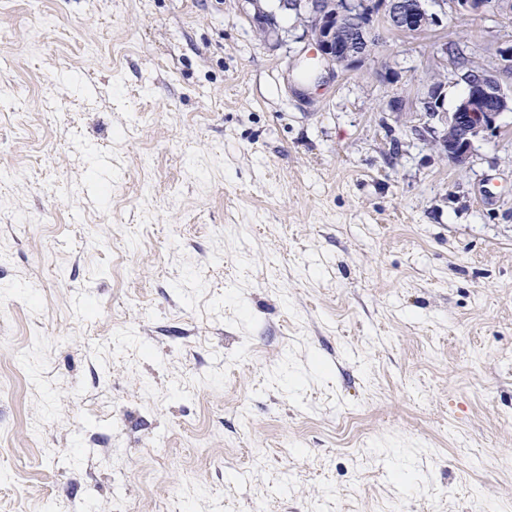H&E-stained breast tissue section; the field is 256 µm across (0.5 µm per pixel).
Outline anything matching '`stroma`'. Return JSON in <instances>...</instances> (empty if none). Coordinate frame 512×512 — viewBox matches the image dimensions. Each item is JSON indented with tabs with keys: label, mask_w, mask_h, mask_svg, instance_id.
I'll list each match as a JSON object with an SVG mask.
<instances>
[{
	"label": "stroma",
	"mask_w": 512,
	"mask_h": 512,
	"mask_svg": "<svg viewBox=\"0 0 512 512\" xmlns=\"http://www.w3.org/2000/svg\"><path fill=\"white\" fill-rule=\"evenodd\" d=\"M279 22L0 0V512H512V110H415L512 12L321 82ZM466 85V93L453 112L443 108V83L432 84L422 98L424 117L434 121L438 128L425 126L435 135V142L448 159L458 167H464L469 159L474 141L483 133L497 128L500 116L512 109V94L505 92L492 70H466L460 75ZM488 100L495 102L490 108ZM448 130L455 132L448 138Z\"/></svg>",
	"instance_id": "obj_1"
}]
</instances>
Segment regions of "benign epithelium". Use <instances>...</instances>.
<instances>
[{
    "mask_svg": "<svg viewBox=\"0 0 512 512\" xmlns=\"http://www.w3.org/2000/svg\"><path fill=\"white\" fill-rule=\"evenodd\" d=\"M251 6V21L270 40L280 36L277 14L292 13L303 21V31L321 62V70L333 74L338 66L354 67L368 55L367 39L374 31L373 17L406 34L418 33L439 23L423 0H245ZM466 93L454 111L443 108L444 84H432L422 98L424 117L436 123L426 126L448 159L465 166L474 141L497 128L500 116L512 109V94L505 92L493 71L466 70L460 75Z\"/></svg>",
    "mask_w": 512,
    "mask_h": 512,
    "instance_id": "7a95c632",
    "label": "benign epithelium"
}]
</instances>
